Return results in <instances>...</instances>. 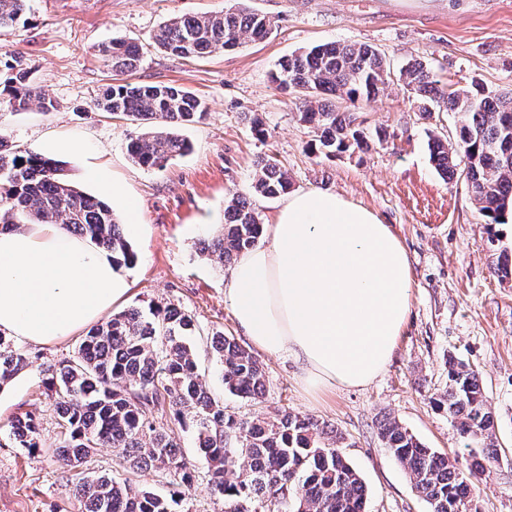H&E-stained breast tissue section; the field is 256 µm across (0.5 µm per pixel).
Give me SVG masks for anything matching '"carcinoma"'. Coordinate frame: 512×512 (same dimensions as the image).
Here are the masks:
<instances>
[{
    "mask_svg": "<svg viewBox=\"0 0 512 512\" xmlns=\"http://www.w3.org/2000/svg\"><path fill=\"white\" fill-rule=\"evenodd\" d=\"M27 0H0V30L25 15ZM273 21L236 6L203 17H175L153 35L154 45L184 58H203L231 51L241 40L267 38ZM117 73L135 67L141 47L114 39L95 49ZM8 75L0 79V106L12 111L36 103L48 110L53 102L22 67L5 62ZM407 91L424 115L431 107L457 114L456 138L431 139L429 150L437 171L447 179L458 174L457 158L466 159V181L492 224L512 217V95L477 86L450 91L431 68L410 60L402 68ZM390 65L366 44H319L293 53L278 63L274 81L295 95L301 120L317 130L318 150L325 155L366 143L355 113L332 102L374 101L390 82ZM105 112L135 122L140 132L130 139L131 159L147 168H163L174 155L189 150L178 129L203 114L200 101L173 85L115 83L97 101ZM290 182L277 159L269 154L255 163L256 194L275 198L288 192ZM23 216L31 224H61L71 233L131 265L135 255L125 239L118 215L104 201L72 186L61 165L37 152L12 148L0 131V229L18 226ZM262 224L252 202L232 198L225 210L224 231L202 240L203 252L219 263L255 246ZM196 326L192 317L172 305L144 313L130 307L91 327L75 356L47 367L45 385L54 401L62 437L54 457L78 469L96 449L121 448L127 461L144 470L164 469L176 477L178 489L162 497L120 484L106 476L87 479L74 488L80 512H176L181 488L196 480L173 432L156 426L146 411L168 405L177 420L195 425L198 450L208 465V483L218 491L221 512H365L367 488L358 470L339 450L340 439L329 424L284 412L257 422L236 421L224 403L212 397L197 373L186 337ZM222 367L224 390L259 400L265 392L263 368L238 342L222 334L211 337ZM27 365V357L0 335V382L11 380ZM434 405L452 418L460 436L474 442L489 437L494 416L485 406L478 375L461 360L448 359V394ZM382 437L394 458L409 472L430 512H472L471 477L484 474L498 461L489 453L464 475L447 455L424 446L395 420H388ZM9 439L17 448L39 447L38 420L32 413L14 417Z\"/></svg>",
    "mask_w": 512,
    "mask_h": 512,
    "instance_id": "carcinoma-1",
    "label": "carcinoma"
}]
</instances>
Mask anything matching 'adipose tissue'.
Wrapping results in <instances>:
<instances>
[{
    "instance_id": "obj_1",
    "label": "adipose tissue",
    "mask_w": 512,
    "mask_h": 512,
    "mask_svg": "<svg viewBox=\"0 0 512 512\" xmlns=\"http://www.w3.org/2000/svg\"><path fill=\"white\" fill-rule=\"evenodd\" d=\"M243 251L226 288L256 349L292 357L305 379L368 385L391 360L411 307L409 256L370 209L298 191ZM130 289L110 251L59 224L0 232V333L33 344L80 334Z\"/></svg>"
}]
</instances>
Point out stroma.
Segmentation results:
<instances>
[{"label": "stroma", "instance_id": "stroma-1", "mask_svg": "<svg viewBox=\"0 0 512 512\" xmlns=\"http://www.w3.org/2000/svg\"><path fill=\"white\" fill-rule=\"evenodd\" d=\"M237 3L273 20L266 39L194 60L151 41L173 17L219 13ZM115 38L143 47L126 83L174 84L205 105L202 117L180 130L189 152L163 169L135 164L127 145L136 125L95 106L114 79L95 49ZM326 42L373 45L393 72L374 102L340 103L358 113L366 133L384 131L383 141L372 140L367 149L331 156L316 151L314 128L300 121L291 96L271 79L283 57ZM5 51L22 60L54 107L0 111V130L21 152L74 142L79 153L60 158L70 184L103 197L91 175L98 169L123 180L138 198L135 221L147 233L130 241L136 261L126 268L131 289L123 305L171 304L194 318L190 344L200 379L226 413L250 421L285 408L327 421L342 434V453L366 483V512H429L380 427L396 419L427 447L468 468L469 451L456 425L433 404L448 390V359L456 357L476 371L495 418L491 441L499 461L478 483L474 504L477 512H512V277L493 271L501 252L512 253V224L488 223L464 175L447 180L439 174L429 142L454 138L456 116L439 109L423 116L398 78L401 66L417 59L452 90L477 83L512 89V0H29L24 18L0 30ZM255 117L264 138L251 130ZM263 153L278 159L292 191L334 192L372 209L409 254L411 311L390 363L367 386L316 388L292 359L259 351L264 398L224 390L209 336L220 331L244 347L249 340L224 297L228 266L201 255L197 242L221 231L224 209L238 194L251 198L262 223H274L282 198L253 192L255 159ZM78 343L73 336L52 345L23 344L28 367L0 388V512H78L73 488L87 476L108 475L160 495L174 488L173 475L129 468L117 448L98 449L77 470L53 458L60 429L44 371L73 358ZM25 412L39 422V446L32 451L8 439L10 420ZM148 418L174 429L197 472L182 512H218L192 425H177L168 408L151 410Z\"/></svg>", "mask_w": 512, "mask_h": 512}]
</instances>
